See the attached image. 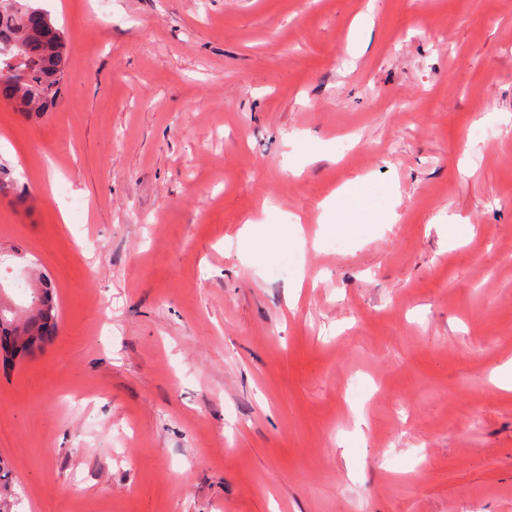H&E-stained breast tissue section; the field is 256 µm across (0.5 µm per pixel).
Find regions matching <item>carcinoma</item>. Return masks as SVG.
I'll list each match as a JSON object with an SVG mask.
<instances>
[{
  "label": "carcinoma",
  "mask_w": 512,
  "mask_h": 512,
  "mask_svg": "<svg viewBox=\"0 0 512 512\" xmlns=\"http://www.w3.org/2000/svg\"><path fill=\"white\" fill-rule=\"evenodd\" d=\"M67 46L50 15L31 0H0V99L24 118L53 109L62 95ZM15 192L27 200L16 181L0 167V194ZM0 287V325L6 336L32 341L57 326L58 309L51 282L42 278L30 289L29 305L6 301Z\"/></svg>",
  "instance_id": "cac0c4a2"
}]
</instances>
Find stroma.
Returning a JSON list of instances; mask_svg holds the SVG:
<instances>
[{"instance_id":"35a3bbf8","label":"stroma","mask_w":512,"mask_h":512,"mask_svg":"<svg viewBox=\"0 0 512 512\" xmlns=\"http://www.w3.org/2000/svg\"><path fill=\"white\" fill-rule=\"evenodd\" d=\"M36 2L0 263L59 328L0 364L7 512H512V0ZM30 2L0 1V99L23 118L57 105L67 59L63 32ZM15 59L19 63L14 66ZM248 236H259L261 246L255 249V256L260 257L263 254L264 246L270 245L278 251H288L290 247L288 231L271 229L263 224H254L252 221H246Z\"/></svg>"}]
</instances>
